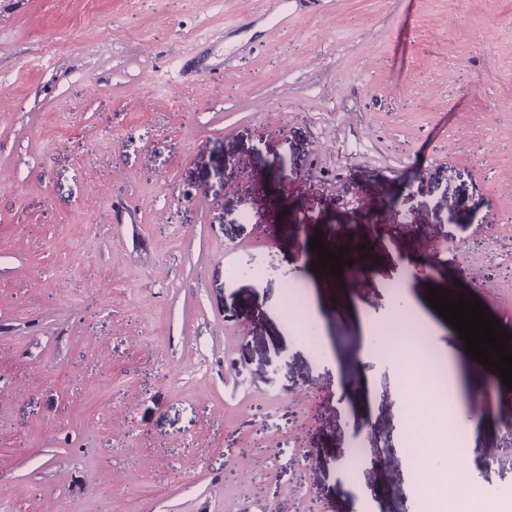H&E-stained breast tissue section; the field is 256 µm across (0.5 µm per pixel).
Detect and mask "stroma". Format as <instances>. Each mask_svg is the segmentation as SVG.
I'll return each instance as SVG.
<instances>
[{
	"label": "stroma",
	"mask_w": 512,
	"mask_h": 512,
	"mask_svg": "<svg viewBox=\"0 0 512 512\" xmlns=\"http://www.w3.org/2000/svg\"><path fill=\"white\" fill-rule=\"evenodd\" d=\"M272 9L0 0V512H428L369 315L453 344L477 426L448 433L512 506V390L426 301L476 294L512 335V0ZM317 236L363 247L358 285L312 272Z\"/></svg>",
	"instance_id": "stroma-1"
}]
</instances>
